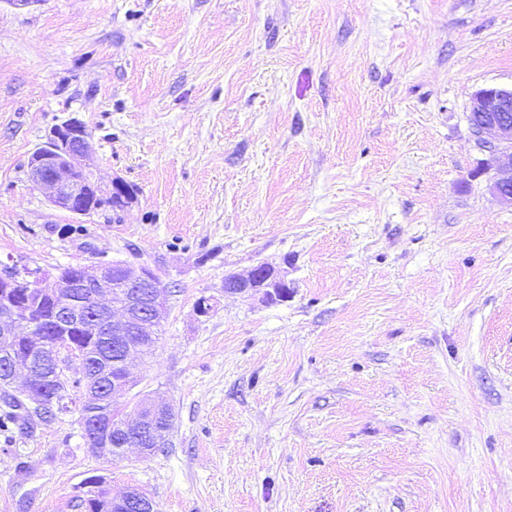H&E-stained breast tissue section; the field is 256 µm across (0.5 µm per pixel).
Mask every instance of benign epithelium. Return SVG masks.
Here are the masks:
<instances>
[{
  "label": "benign epithelium",
  "instance_id": "obj_1",
  "mask_svg": "<svg viewBox=\"0 0 512 512\" xmlns=\"http://www.w3.org/2000/svg\"><path fill=\"white\" fill-rule=\"evenodd\" d=\"M512 88H482L471 96L468 121L478 142L505 154L508 163L500 167L490 184V190L506 206L512 207ZM93 147L91 134L86 126L71 118L57 126L43 147L37 149L29 163V180L42 189L50 202L77 216H88L108 202L120 199L126 204L133 202V189L120 180L103 186L96 179L91 164ZM121 272L122 282L129 286H150L145 293H137L124 303L115 302L112 275ZM37 281V288L50 295L57 288V278L41 270L30 274ZM83 284L93 288L92 308L101 315L104 329L112 336V344L121 351L116 364V375L112 376L109 396L113 403L124 401L134 387L135 378L129 371V362L138 356L136 339L150 336L155 325L167 318L169 289L148 266L134 271L124 262L112 265L103 262L86 267L82 274ZM28 283L23 277V265L18 261L0 263V335L13 338H33L41 327L35 318L34 307L28 298L20 297V285ZM291 283L271 263H261L245 274L232 273L224 277V292L247 297H259L264 303L288 300ZM62 327L81 324L87 310L82 303H64ZM86 364L82 357L65 349L56 355L54 373L43 377L33 369L29 361L13 355L5 360L4 373L9 384L21 380L11 395L19 398L40 414L56 412L55 387L67 383L70 378L85 375ZM148 412L138 409L134 416H124L116 424L107 417L95 425L94 448L108 447L111 431L125 433L131 446L144 455H151L167 445L162 432L155 430L160 419L172 415L171 406L162 398L149 399ZM136 512H154L153 501L142 492L131 490V498L125 502Z\"/></svg>",
  "mask_w": 512,
  "mask_h": 512
}]
</instances>
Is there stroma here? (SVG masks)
<instances>
[{
    "mask_svg": "<svg viewBox=\"0 0 512 512\" xmlns=\"http://www.w3.org/2000/svg\"><path fill=\"white\" fill-rule=\"evenodd\" d=\"M512 86V0H0V261H123L170 288L137 390L165 450L77 413L0 429V512H512V209L468 122ZM91 134L122 211L28 177ZM269 262L288 299L224 291ZM208 299L211 311L196 304ZM92 153L86 126L77 119H68L53 130L46 145L33 153L29 180L47 194L53 205L77 216L91 215L117 198L128 206L135 198L133 189L120 180L101 185L91 164ZM83 174L89 178L80 177ZM91 196L93 201L87 205L85 200ZM148 399L149 397L144 395L136 404V409L145 407ZM147 407L148 413H144L142 410L138 409L135 411L133 417L126 415L115 425H113V423L111 424L109 417H102L97 421L95 425L96 433L94 442H92V439H89V437H86L88 446L94 443L93 447L96 449L109 448H107L106 454L92 453L98 456L109 455L112 458L121 457L123 455L125 447H122L120 438L113 439L112 441L111 431L114 429L125 433L131 447L139 448L144 455L154 454L158 448L161 449L165 447L168 444L165 434L155 430V424L159 419L164 420L167 416L173 417L172 408L160 397L150 398ZM108 441L110 446H108Z\"/></svg>",
    "mask_w": 512,
    "mask_h": 512,
    "instance_id": "obj_1",
    "label": "stroma"
}]
</instances>
